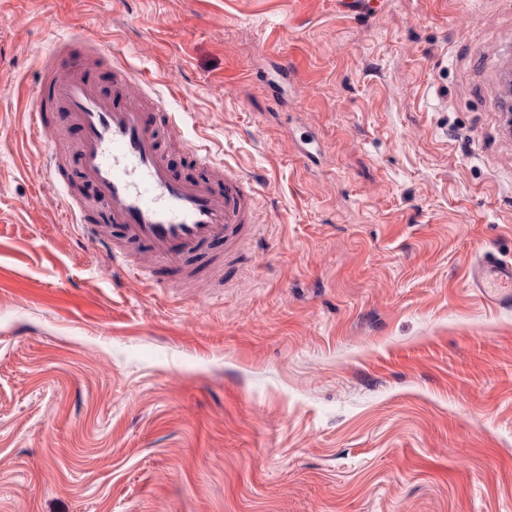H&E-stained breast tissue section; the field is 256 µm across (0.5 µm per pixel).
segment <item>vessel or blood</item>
I'll return each instance as SVG.
<instances>
[{
    "mask_svg": "<svg viewBox=\"0 0 512 512\" xmlns=\"http://www.w3.org/2000/svg\"><path fill=\"white\" fill-rule=\"evenodd\" d=\"M102 50L90 37L57 40L40 60V78L28 114L35 137L50 125L73 126L80 177L92 184L105 210L104 223L92 222L87 205L73 197L56 152H49L43 174L59 188L65 221L105 243L113 266L139 281L171 270L186 280L191 262L209 255L216 243L226 248V264L247 256L254 236L257 193L251 182L214 162L208 146L187 149L205 167L203 179L179 174L163 153L158 131L181 140L174 113L159 94L141 88L139 75L114 58L110 87L93 73ZM471 288L489 303L512 307V261L487 253L469 267Z\"/></svg>",
    "mask_w": 512,
    "mask_h": 512,
    "instance_id": "b4317fda",
    "label": "vessel or blood"
}]
</instances>
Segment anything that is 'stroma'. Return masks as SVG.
<instances>
[{"instance_id": "35a3bbf8", "label": "stroma", "mask_w": 512, "mask_h": 512, "mask_svg": "<svg viewBox=\"0 0 512 512\" xmlns=\"http://www.w3.org/2000/svg\"><path fill=\"white\" fill-rule=\"evenodd\" d=\"M81 32L257 184L214 294L63 222L27 114ZM507 33L496 0H0V512H512V309L466 278L512 259Z\"/></svg>"}]
</instances>
